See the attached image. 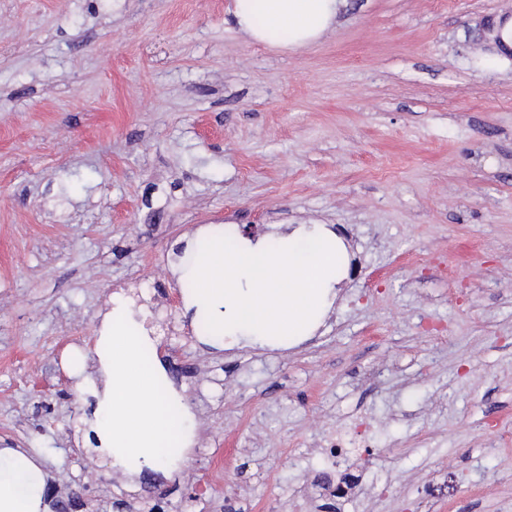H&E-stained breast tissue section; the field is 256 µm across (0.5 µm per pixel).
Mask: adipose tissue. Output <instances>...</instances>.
Instances as JSON below:
<instances>
[{
  "label": "adipose tissue",
  "mask_w": 512,
  "mask_h": 512,
  "mask_svg": "<svg viewBox=\"0 0 512 512\" xmlns=\"http://www.w3.org/2000/svg\"><path fill=\"white\" fill-rule=\"evenodd\" d=\"M344 0H235L236 24L249 41L267 43L272 33L288 36L287 48L318 41L333 25ZM278 250L263 239H230L222 227L206 225L186 238L177 267L194 281L183 298L192 320L207 318L201 345L231 342L264 348L295 346L318 329L336 297L345 251L324 226L280 233ZM131 309L102 314L89 355L69 363L81 402L92 405L82 422L98 450L134 474L166 460L169 449L186 453L195 444L194 416L169 384L152 355L153 339L135 331ZM46 474L21 448H0V512H47Z\"/></svg>",
  "instance_id": "ef3b65f1"
}]
</instances>
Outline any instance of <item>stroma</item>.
I'll use <instances>...</instances> for the list:
<instances>
[{"mask_svg":"<svg viewBox=\"0 0 512 512\" xmlns=\"http://www.w3.org/2000/svg\"><path fill=\"white\" fill-rule=\"evenodd\" d=\"M234 0H0V444L54 512H512V0H346L313 45ZM342 226L314 336L200 347L178 241ZM172 318L197 451L129 475L83 448L66 364L111 303ZM371 456L325 466L337 428Z\"/></svg>","mask_w":512,"mask_h":512,"instance_id":"35a3bbf8","label":"stroma"}]
</instances>
